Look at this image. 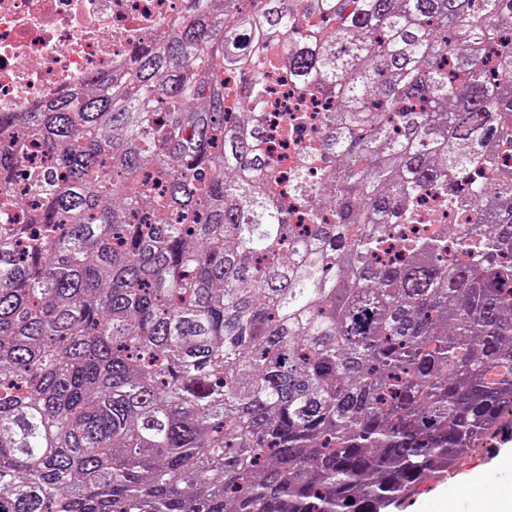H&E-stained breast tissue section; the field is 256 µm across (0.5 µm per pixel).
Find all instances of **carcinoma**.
<instances>
[{"instance_id":"obj_1","label":"carcinoma","mask_w":512,"mask_h":512,"mask_svg":"<svg viewBox=\"0 0 512 512\" xmlns=\"http://www.w3.org/2000/svg\"><path fill=\"white\" fill-rule=\"evenodd\" d=\"M187 2L0 112V512H391L512 437V0ZM421 223L419 224H447L448 223V202L440 201L436 197H427L420 203ZM474 221V212L469 203L458 206L452 223L464 224Z\"/></svg>"}]
</instances>
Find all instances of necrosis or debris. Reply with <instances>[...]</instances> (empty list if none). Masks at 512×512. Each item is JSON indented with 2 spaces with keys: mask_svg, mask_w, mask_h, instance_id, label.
Instances as JSON below:
<instances>
[{
  "mask_svg": "<svg viewBox=\"0 0 512 512\" xmlns=\"http://www.w3.org/2000/svg\"><path fill=\"white\" fill-rule=\"evenodd\" d=\"M185 0H0V112H30L111 75Z\"/></svg>",
  "mask_w": 512,
  "mask_h": 512,
  "instance_id": "obj_1",
  "label": "necrosis or debris"
}]
</instances>
